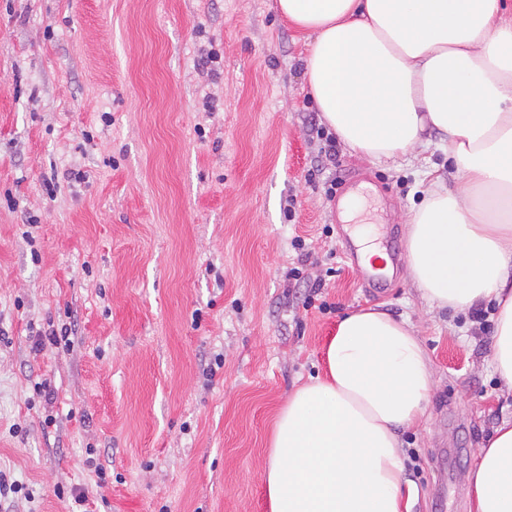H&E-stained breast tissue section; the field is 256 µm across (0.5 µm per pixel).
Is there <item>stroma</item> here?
Instances as JSON below:
<instances>
[{"mask_svg":"<svg viewBox=\"0 0 512 512\" xmlns=\"http://www.w3.org/2000/svg\"><path fill=\"white\" fill-rule=\"evenodd\" d=\"M309 44L274 0H0V512H72L59 486L83 512H269L276 415L367 308L417 326L436 379L400 433L411 512H475L467 475L512 419L492 310L429 308L405 260L446 156L326 159ZM354 175L393 256L379 295L327 194ZM52 328L68 349L37 348Z\"/></svg>","mask_w":512,"mask_h":512,"instance_id":"obj_1","label":"stroma"}]
</instances>
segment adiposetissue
Returning <instances> with one entry per match:
<instances>
[{"instance_id":"adipose-tissue-1","label":"adipose tissue","mask_w":512,"mask_h":512,"mask_svg":"<svg viewBox=\"0 0 512 512\" xmlns=\"http://www.w3.org/2000/svg\"><path fill=\"white\" fill-rule=\"evenodd\" d=\"M312 38L309 91L353 155L396 162L443 134L454 183L432 180L407 265L431 306L496 307L492 362L512 386V21L501 0H276ZM435 380L415 326L368 309L339 319L312 377L279 411L269 512H404L399 431ZM475 512H512V421L479 450Z\"/></svg>"}]
</instances>
